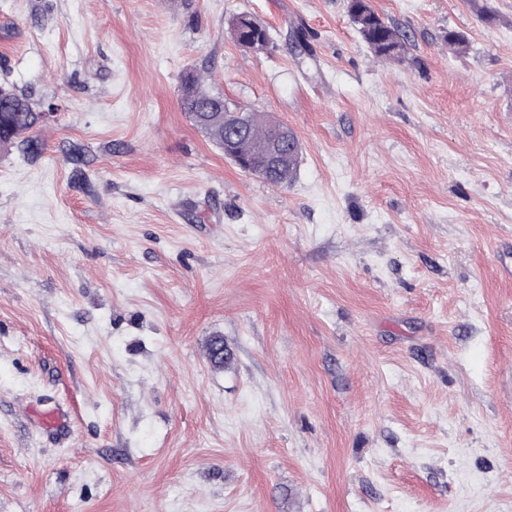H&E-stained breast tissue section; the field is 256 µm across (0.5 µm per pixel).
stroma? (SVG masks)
I'll return each mask as SVG.
<instances>
[{"label":"stroma","mask_w":512,"mask_h":512,"mask_svg":"<svg viewBox=\"0 0 512 512\" xmlns=\"http://www.w3.org/2000/svg\"><path fill=\"white\" fill-rule=\"evenodd\" d=\"M488 2L371 0L397 61L347 0H0V83L57 106L39 157L0 148V512H512V0ZM243 12L270 48L231 39ZM192 66L296 133L291 184L192 126ZM350 0L349 12L360 36L377 58L399 60L406 55L408 38L367 5Z\"/></svg>","instance_id":"obj_1"}]
</instances>
